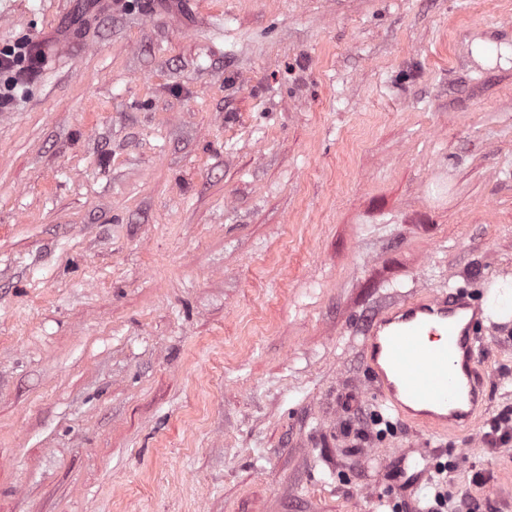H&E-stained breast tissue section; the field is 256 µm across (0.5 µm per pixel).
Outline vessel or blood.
<instances>
[{
  "mask_svg": "<svg viewBox=\"0 0 512 512\" xmlns=\"http://www.w3.org/2000/svg\"><path fill=\"white\" fill-rule=\"evenodd\" d=\"M476 307L459 292H419L370 323L368 380L389 413L434 433L469 425L485 383L473 327Z\"/></svg>",
  "mask_w": 512,
  "mask_h": 512,
  "instance_id": "obj_1",
  "label": "vessel or blood"
}]
</instances>
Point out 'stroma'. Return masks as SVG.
<instances>
[{
	"label": "stroma",
	"mask_w": 512,
	"mask_h": 512,
	"mask_svg": "<svg viewBox=\"0 0 512 512\" xmlns=\"http://www.w3.org/2000/svg\"><path fill=\"white\" fill-rule=\"evenodd\" d=\"M478 41L512 0H0V51L45 56L0 111V512H512V322L444 436L371 433L361 353L512 275V61ZM490 430L485 432L487 441L491 444H506L512 440V408H503L492 420Z\"/></svg>",
	"instance_id": "stroma-1"
}]
</instances>
